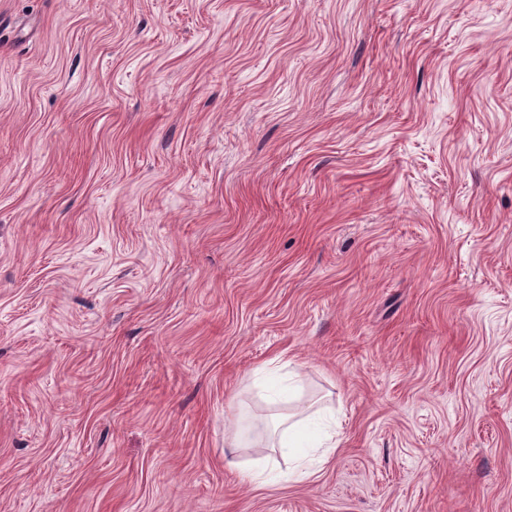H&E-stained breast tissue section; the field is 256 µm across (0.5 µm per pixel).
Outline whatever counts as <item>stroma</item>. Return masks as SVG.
<instances>
[{
  "label": "stroma",
  "mask_w": 512,
  "mask_h": 512,
  "mask_svg": "<svg viewBox=\"0 0 512 512\" xmlns=\"http://www.w3.org/2000/svg\"><path fill=\"white\" fill-rule=\"evenodd\" d=\"M0 512H512V0H0ZM325 418L315 411L304 418H282L275 422L274 432L277 435L278 448H286L288 455L300 457L310 448H326L325 454L336 450V441L326 437L323 427ZM327 441L331 443L326 445Z\"/></svg>",
  "instance_id": "1"
}]
</instances>
